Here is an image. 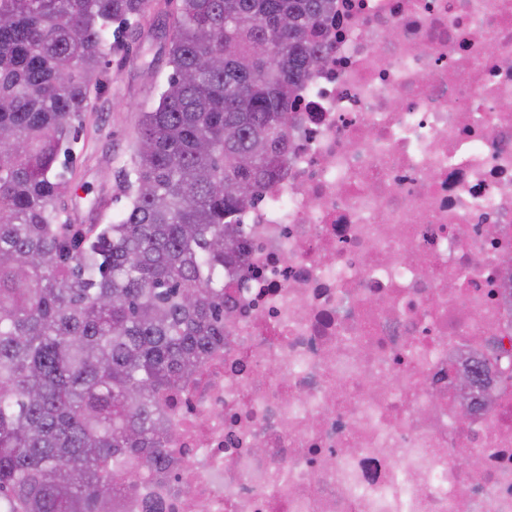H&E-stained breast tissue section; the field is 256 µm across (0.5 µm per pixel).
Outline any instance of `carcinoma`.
I'll return each instance as SVG.
<instances>
[{
	"label": "carcinoma",
	"mask_w": 512,
	"mask_h": 512,
	"mask_svg": "<svg viewBox=\"0 0 512 512\" xmlns=\"http://www.w3.org/2000/svg\"><path fill=\"white\" fill-rule=\"evenodd\" d=\"M153 0H0V512H112L156 466L157 395L224 341L237 213L286 160L334 0H167L170 72L139 115L126 204L74 224L78 139L112 24Z\"/></svg>",
	"instance_id": "obj_1"
}]
</instances>
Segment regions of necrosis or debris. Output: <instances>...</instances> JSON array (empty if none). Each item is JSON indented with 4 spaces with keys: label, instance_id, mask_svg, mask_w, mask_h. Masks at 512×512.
<instances>
[{
    "label": "necrosis or debris",
    "instance_id": "4bbe7bcc",
    "mask_svg": "<svg viewBox=\"0 0 512 512\" xmlns=\"http://www.w3.org/2000/svg\"><path fill=\"white\" fill-rule=\"evenodd\" d=\"M335 4L224 343L114 512H512V0Z\"/></svg>",
    "mask_w": 512,
    "mask_h": 512
}]
</instances>
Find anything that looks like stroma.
Segmentation results:
<instances>
[{"label":"stroma","instance_id":"stroma-1","mask_svg":"<svg viewBox=\"0 0 512 512\" xmlns=\"http://www.w3.org/2000/svg\"><path fill=\"white\" fill-rule=\"evenodd\" d=\"M120 33L121 45L105 46L107 74L98 110L87 118L76 152L78 189L68 206L79 224L97 223L102 203L110 212L122 210L114 174L129 155L140 112L169 73L163 20L151 27L132 22Z\"/></svg>","mask_w":512,"mask_h":512}]
</instances>
